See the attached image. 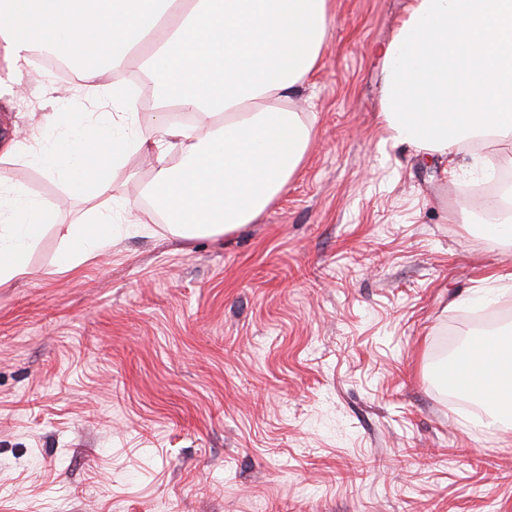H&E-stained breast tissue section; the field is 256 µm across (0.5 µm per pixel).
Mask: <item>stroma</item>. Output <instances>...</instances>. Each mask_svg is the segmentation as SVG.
Returning a JSON list of instances; mask_svg holds the SVG:
<instances>
[{
	"mask_svg": "<svg viewBox=\"0 0 512 512\" xmlns=\"http://www.w3.org/2000/svg\"><path fill=\"white\" fill-rule=\"evenodd\" d=\"M411 0H328L297 107L316 135L254 224L183 239L154 220L76 270L57 227L96 202L0 162L53 208L0 287V512H512V431L435 374L468 317L512 311V244L479 200L505 145L428 160L380 117L381 49ZM0 134L59 136L81 83L0 58Z\"/></svg>",
	"mask_w": 512,
	"mask_h": 512,
	"instance_id": "35a3bbf8",
	"label": "stroma"
}]
</instances>
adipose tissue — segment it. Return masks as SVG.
<instances>
[{"mask_svg":"<svg viewBox=\"0 0 512 512\" xmlns=\"http://www.w3.org/2000/svg\"><path fill=\"white\" fill-rule=\"evenodd\" d=\"M328 0H0V50L17 68L50 49L79 69L99 100L120 104L91 119L80 101L51 122L60 141L27 153L0 142V161L33 155L69 191L108 198L61 225L66 270L112 243L117 170L153 158L142 195L168 229L190 239L259 221L302 163L314 125L295 99L316 70L329 32ZM149 45L144 65L166 104L137 125L136 102L113 74ZM380 117L398 143L446 155L461 143L512 141V0H413L384 49ZM52 211L23 185L0 184V286L29 273ZM456 377L479 401V426L512 428V330L473 341Z\"/></svg>","mask_w":512,"mask_h":512,"instance_id":"obj_1","label":"adipose tissue"}]
</instances>
